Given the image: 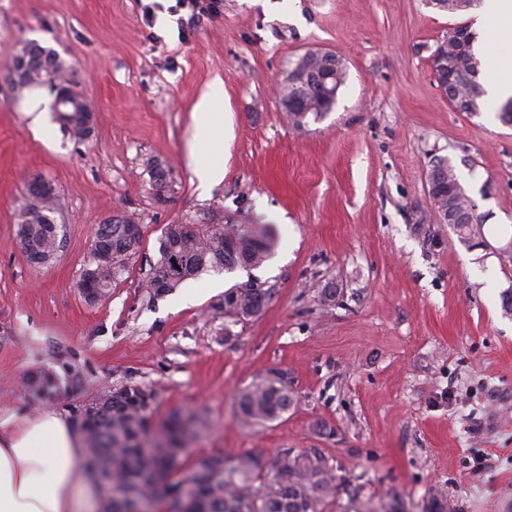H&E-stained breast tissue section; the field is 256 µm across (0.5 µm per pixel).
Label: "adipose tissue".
<instances>
[{"label":"adipose tissue","mask_w":512,"mask_h":512,"mask_svg":"<svg viewBox=\"0 0 512 512\" xmlns=\"http://www.w3.org/2000/svg\"><path fill=\"white\" fill-rule=\"evenodd\" d=\"M470 18L489 96L503 101L512 96V64L485 47L512 37V0H482ZM78 454L70 422L55 410L0 420V512H90Z\"/></svg>","instance_id":"1"}]
</instances>
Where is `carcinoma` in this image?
Here are the masks:
<instances>
[{
	"label": "carcinoma",
	"instance_id": "carcinoma-1",
	"mask_svg": "<svg viewBox=\"0 0 512 512\" xmlns=\"http://www.w3.org/2000/svg\"><path fill=\"white\" fill-rule=\"evenodd\" d=\"M470 45L454 59L461 98L467 101V112L476 114L486 95L479 81L480 60L467 34ZM34 50L48 68L26 85L53 81L56 95L67 90L71 78L67 68L53 49L30 41L18 52ZM346 76H341L327 95L317 89L307 97L316 102L311 108L291 113L290 121L302 130L318 122L332 111ZM447 186L432 197L436 216L450 207L468 211V223L457 228L468 238L480 234V218L471 210V199L459 182L454 167L447 166ZM52 185H44L39 195L28 196L18 214V237L28 259L38 265L48 263L60 248L57 224L59 201L51 199ZM160 247V258L150 266L145 287L149 297L173 291L183 282L195 279L213 269L232 271L255 268L270 255L269 231L265 228L250 236H241L237 244L224 239V226L192 229L188 224H169ZM97 232L109 236L117 258L125 260L138 251L140 241L125 237L122 225L101 224ZM82 276L91 277L110 287L115 277L107 268L88 263ZM271 299L268 288H229L224 291V318L238 320L247 312L259 315ZM151 394L139 386H125L121 397L112 404V412L103 414L85 428L90 459L94 468L112 475V483L128 490L129 495L108 497L106 512H133L145 504L155 505L160 499L153 478L166 476L168 470L198 434L199 420L193 415L173 414L164 424L161 436L150 440L146 410ZM294 403L288 384L278 377L263 378L240 392L238 417L245 423H265L278 419ZM183 483L192 485L193 496L182 512H396L392 503L373 508L361 502L356 492L342 497L344 477L318 452L282 450L270 463L254 454L236 457H211L192 469L178 482L164 485L165 494H173Z\"/></svg>",
	"mask_w": 512,
	"mask_h": 512
}]
</instances>
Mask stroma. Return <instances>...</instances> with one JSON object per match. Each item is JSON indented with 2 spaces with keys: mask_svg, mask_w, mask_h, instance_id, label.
I'll return each mask as SVG.
<instances>
[{
  "mask_svg": "<svg viewBox=\"0 0 512 512\" xmlns=\"http://www.w3.org/2000/svg\"><path fill=\"white\" fill-rule=\"evenodd\" d=\"M220 0L178 28L175 0H0V415L53 408L80 425L109 390L152 392L158 431L201 419L176 474L206 458L319 451L364 500L398 512H512V127L483 104L456 111L430 68L468 25L426 0ZM156 21L147 25L144 12ZM57 51L98 113L75 140L47 112L33 130L11 85L28 41ZM309 50L341 56L333 110L293 128L276 93ZM224 123L196 141L194 105L213 80ZM223 164L201 191L193 157ZM166 163L158 202L147 159ZM454 166L482 220L460 239L431 216L428 173ZM56 188L62 246L29 262L17 236L27 180ZM267 224L256 269L210 271L147 301L141 286L167 225ZM125 214L143 234L101 301L79 283L98 224ZM257 279L262 313L224 319V291ZM340 290L323 306L317 291ZM285 373L295 402L260 425L236 416L255 380Z\"/></svg>",
  "mask_w": 512,
  "mask_h": 512,
  "instance_id": "1",
  "label": "stroma"
}]
</instances>
